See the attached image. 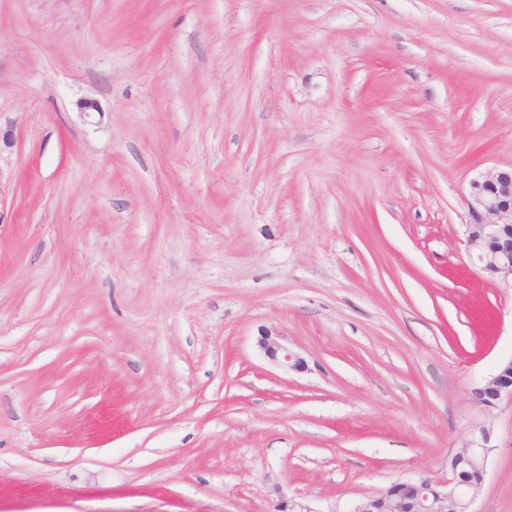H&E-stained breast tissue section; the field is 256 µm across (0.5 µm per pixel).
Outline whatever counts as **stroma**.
Instances as JSON below:
<instances>
[{
  "label": "stroma",
  "mask_w": 512,
  "mask_h": 512,
  "mask_svg": "<svg viewBox=\"0 0 512 512\" xmlns=\"http://www.w3.org/2000/svg\"><path fill=\"white\" fill-rule=\"evenodd\" d=\"M0 129V512H348L484 422L512 512V0H0ZM471 222L462 242L469 258L499 285L512 289V168L491 169L469 183ZM257 347L273 365L295 370L303 366L302 359L291 353L282 343V337L275 332H263L257 339ZM472 400L484 408H496L503 402L512 407V357L502 360L493 374L477 384Z\"/></svg>",
  "instance_id": "obj_1"
}]
</instances>
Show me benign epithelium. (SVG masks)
<instances>
[{
  "instance_id": "7a95c632",
  "label": "benign epithelium",
  "mask_w": 512,
  "mask_h": 512,
  "mask_svg": "<svg viewBox=\"0 0 512 512\" xmlns=\"http://www.w3.org/2000/svg\"><path fill=\"white\" fill-rule=\"evenodd\" d=\"M467 206L471 222L465 225L463 243L469 258L499 285L512 289V168L491 169L469 183ZM260 352L274 365L299 369L303 361L272 331L257 339ZM472 400L484 408L512 405V357L502 360L495 372L473 389ZM493 430L482 424L453 457L468 461L474 475L459 479L454 468L448 477L435 479L419 473L397 480L379 493L358 502L350 512H475L473 504L487 472Z\"/></svg>"
}]
</instances>
